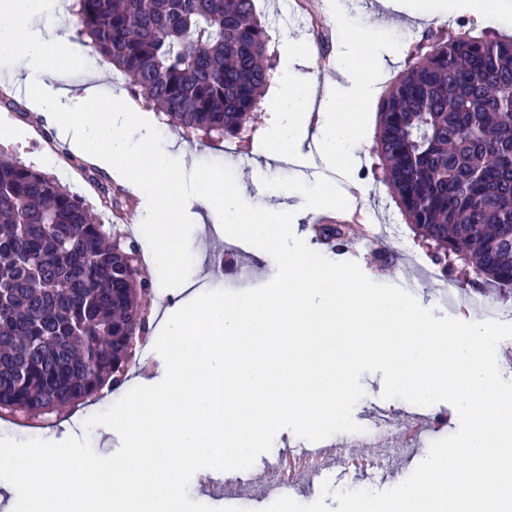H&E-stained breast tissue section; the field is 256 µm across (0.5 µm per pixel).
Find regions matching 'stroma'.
<instances>
[{
  "instance_id": "35a3bbf8",
  "label": "stroma",
  "mask_w": 512,
  "mask_h": 512,
  "mask_svg": "<svg viewBox=\"0 0 512 512\" xmlns=\"http://www.w3.org/2000/svg\"><path fill=\"white\" fill-rule=\"evenodd\" d=\"M363 0H352L351 12L348 17L349 29L361 25L380 26L381 40L398 50L395 63L386 74L387 81H394L409 61L425 56L448 38L449 31H473L497 36H512V13L491 19H483L477 15L464 13L443 7V0H428L431 7L429 18H420L396 14L386 7H379L373 12L365 11ZM258 17L267 26L271 35L270 51L274 66H281L286 47L302 49L304 69L316 72L318 80H326V68L318 67L315 59L323 56L334 59L336 46L328 44L316 46L304 27L311 20L322 18L332 20L333 15L327 0H307L305 6H296L294 0H256ZM65 30L73 50L86 61L85 70L69 75L67 84L76 92H83L88 86H95L98 91L108 93L123 101H130V93L115 83L112 78V65L103 57L92 54L90 47L78 39L76 34L77 20L66 16ZM28 85L18 82L12 94L0 92V154L18 159L25 164L46 173L55 175L59 181L72 192L82 196L93 206L101 204V188H108L112 196V210L109 214L110 225L142 224L146 215L147 202L131 189L115 182L104 171L94 168L69 150L66 145L55 138L56 130L48 121H35L33 113L27 106ZM379 101L355 105V112L363 114L369 139L360 150V163L347 173H332V180L339 188L353 186L354 194L348 195L346 210L337 211L324 209L310 216L308 222L295 226L294 232L313 250L323 253L333 261L344 260L341 251L322 246L315 232L319 224H348L354 229L353 239L358 242L360 254L357 263L362 271L373 281L402 286L406 279H413L411 295L422 304L435 301V294L441 283H448L455 288L462 302L460 305L447 308L440 307L439 315H446L464 322L477 321V314L465 306L464 301L473 296L485 299L490 305L501 309L512 310V291L497 289L493 284L474 281L463 269L449 272L446 281H439L440 266L434 260V251L419 242L410 224L395 203L391 189L385 184L383 175L377 166L374 154V133L379 121ZM273 115L268 110H261L256 116L254 130L249 141L240 143L234 154H226L224 145L218 141L205 138L183 140L178 128L164 126V142H184L187 150L188 166H195L203 161L220 162L231 167L236 178L248 185V202L254 206L264 205L268 200H276L287 204L296 203L298 194L294 191L267 190L262 187H251L250 170L247 162L256 157L260 151L259 141L264 129L272 122ZM35 126V136L20 140L6 139L5 134L17 126ZM209 217L195 219L190 236V248L193 254V266L187 281L173 289L161 288L159 277L152 267H141L140 272L151 283L150 291L141 297V317L145 334L150 343L146 345V355L152 366H159L162 358L152 345L156 340L161 326L157 322L160 315L167 310H174L187 304L194 293L212 290H237L238 285L231 281L229 274L217 273L216 254L207 242ZM395 224L400 228L398 239H382L380 245L374 246L367 242L366 234L369 225ZM365 390L364 397L356 404L353 418L357 424H364L365 413L370 408H385L392 412L413 411L414 406L401 399L386 400L382 397L383 379L381 373H366L361 377ZM426 451L414 449L396 464L395 473L383 471L355 472L347 467V457L333 455L330 467L315 475L308 483L294 490L293 495L298 503L310 504L320 499L323 481H331L336 489H370L383 491L403 482L421 462ZM324 499V498H321ZM326 505H333V498L324 499Z\"/></svg>"
}]
</instances>
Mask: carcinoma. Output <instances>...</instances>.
Instances as JSON below:
<instances>
[{
    "instance_id": "cac0c4a2",
    "label": "carcinoma",
    "mask_w": 512,
    "mask_h": 512,
    "mask_svg": "<svg viewBox=\"0 0 512 512\" xmlns=\"http://www.w3.org/2000/svg\"><path fill=\"white\" fill-rule=\"evenodd\" d=\"M78 33L136 99L187 133L239 138L272 64L255 0H75ZM375 153L446 270L512 290V38L448 37L385 91ZM149 286L102 214L0 157V417L29 421L123 381Z\"/></svg>"
}]
</instances>
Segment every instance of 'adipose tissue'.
Listing matches in <instances>:
<instances>
[{
	"mask_svg": "<svg viewBox=\"0 0 512 512\" xmlns=\"http://www.w3.org/2000/svg\"><path fill=\"white\" fill-rule=\"evenodd\" d=\"M394 53V48L380 45L373 26L358 30L338 47L336 67L340 78L321 85L316 145L325 169L347 171L358 163L365 124L355 114L345 112L344 107L379 94L387 61ZM278 84L276 93L268 100L275 120L264 131L262 140L263 155L274 159L293 155L298 141L304 138L309 100L317 86L311 75L292 65L284 66Z\"/></svg>",
	"mask_w": 512,
	"mask_h": 512,
	"instance_id": "ef3b65f1",
	"label": "adipose tissue"
}]
</instances>
